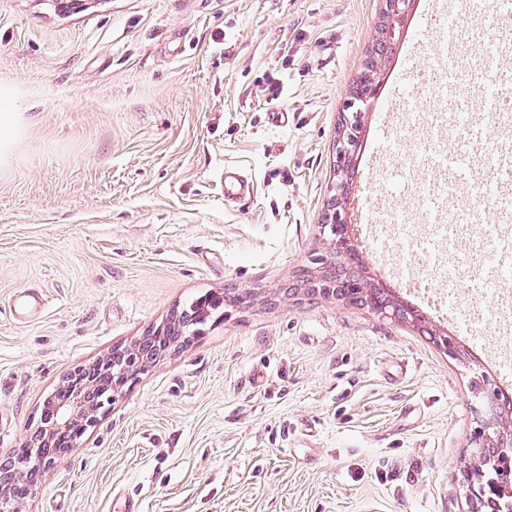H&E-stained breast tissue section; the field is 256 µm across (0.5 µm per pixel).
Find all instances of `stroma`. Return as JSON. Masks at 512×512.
<instances>
[{"label": "stroma", "instance_id": "obj_1", "mask_svg": "<svg viewBox=\"0 0 512 512\" xmlns=\"http://www.w3.org/2000/svg\"><path fill=\"white\" fill-rule=\"evenodd\" d=\"M383 0H0V84L30 119L0 169V463L75 368L209 292H248L189 346L138 374L44 470L22 512H474L462 483L486 410L512 377L501 289L457 291L465 243L423 208L426 125L380 137L369 107L345 169L354 274L441 310L400 319L300 282L328 257L324 209L349 89ZM282 111L277 125L270 112ZM251 192L224 202V168ZM387 200L388 232L360 212ZM43 306L13 320L16 293Z\"/></svg>", "mask_w": 512, "mask_h": 512}]
</instances>
